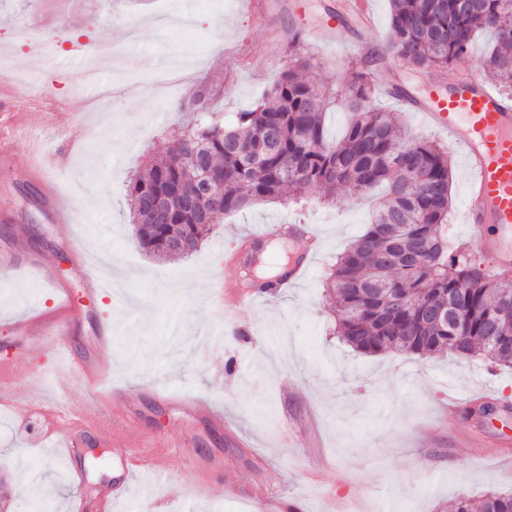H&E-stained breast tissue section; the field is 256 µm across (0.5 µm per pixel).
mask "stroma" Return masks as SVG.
Returning a JSON list of instances; mask_svg holds the SVG:
<instances>
[{
  "instance_id": "1",
  "label": "stroma",
  "mask_w": 512,
  "mask_h": 512,
  "mask_svg": "<svg viewBox=\"0 0 512 512\" xmlns=\"http://www.w3.org/2000/svg\"><path fill=\"white\" fill-rule=\"evenodd\" d=\"M294 2L257 22L248 0H147L137 10L127 0H85L65 29L45 37L47 51L39 55L33 19L62 8V0H0V53L31 88L50 85L57 97L56 106L29 113L40 138H20L9 173H0V249L48 262L77 295L86 275L124 271L122 302L105 295L83 311L75 355L92 356L100 324L110 323L115 341L104 369L118 390L112 406L131 408L145 433L181 432L198 462L148 488L133 479L112 512H257L259 498L272 500L275 512H449L459 496L512 491V414L482 417L448 400L459 391L471 406L512 405V369L451 353L363 354L333 333L334 303L323 282L337 254L365 230L377 199H313L301 209L260 203L217 217L201 249L186 258H155L132 232L128 178L171 144L189 119L185 103L202 95L227 115L249 109L286 63L291 27L310 31L331 11L342 16L335 44L322 53L303 44L318 61L305 74L312 83L332 82L345 63L360 59L371 33L388 36L389 0H370L371 33L344 14V0ZM174 56L182 66L163 102L126 92L125 70L147 83ZM372 71L377 106L412 136L447 145L448 242L479 255L461 217L467 174L460 149L388 94L399 87L423 95L434 73L382 58ZM71 118L93 136L52 176L75 206L72 223L59 224L29 165L35 145L55 147ZM296 215L322 241L309 275L285 293L217 317L210 286L243 280L241 267L224 264L225 246L255 225L267 238H281V224ZM37 278L31 267L0 273V357L10 353L2 323L50 299ZM31 359L16 375L15 409H0V505L6 512H68L72 495H95L121 460L108 454L93 474L83 459L47 461L43 449L15 434L14 413L52 393L50 382L36 390L32 381L55 359ZM128 386L142 390L131 405L121 395ZM186 396L223 410V426L185 414ZM206 478L214 482L209 497L198 492Z\"/></svg>"
}]
</instances>
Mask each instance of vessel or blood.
Instances as JSON below:
<instances>
[{
    "mask_svg": "<svg viewBox=\"0 0 512 512\" xmlns=\"http://www.w3.org/2000/svg\"><path fill=\"white\" fill-rule=\"evenodd\" d=\"M403 102L420 113L428 125L448 131L459 144L467 167L463 222L469 234L479 236L482 251L498 269L512 268V100L476 78L446 88L434 85L425 95L407 96ZM26 116L17 89L9 80H1L0 159L13 154L19 133L27 125ZM80 142L81 135L75 131L62 145L39 151L36 175L44 178L66 165L70 152ZM318 251V242L310 241L301 253V261L280 281V289L290 288L306 277ZM36 268L42 285L51 293L52 304L15 317L10 323L11 344L18 350L38 345L53 356L71 351L81 311L71 290L50 265L40 262ZM93 363L75 358L68 367L52 369L57 399L34 401L13 420L17 432L32 435L39 447L63 449L71 460L80 457L92 440L122 448L125 467L113 477L107 494L94 501L75 494L69 512H109L113 499L126 492L140 470L147 468L157 474L192 462L183 453L186 441L182 434L150 437L136 433L127 413L112 410L101 399L78 408L63 404L60 396L70 389L76 376H86L89 385L99 386L102 376L94 371ZM13 376L11 365L0 367L1 408L16 404Z\"/></svg>",
    "mask_w": 512,
    "mask_h": 512,
    "instance_id": "obj_1",
    "label": "vessel or blood"
}]
</instances>
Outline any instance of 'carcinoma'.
I'll list each match as a JSON object with an SVG mask.
<instances>
[{"label":"carcinoma","instance_id":"carcinoma-1","mask_svg":"<svg viewBox=\"0 0 512 512\" xmlns=\"http://www.w3.org/2000/svg\"><path fill=\"white\" fill-rule=\"evenodd\" d=\"M512 0H391L384 54L418 69L454 73L476 34L494 45L478 59L512 95ZM316 64L293 53L276 82L251 109L224 119L198 112L165 154L148 159L130 180L126 204L134 234L148 253L173 255L169 240L191 241L195 253L215 218L258 202L299 203L311 189L334 203L384 186L372 224L338 256L325 288L335 303L341 341L366 354L431 357L451 352L512 368V272L489 273L463 247L448 246L452 182L448 149L409 137L390 113L372 106L373 73L350 65L339 85L314 86L302 72ZM341 103L343 136L328 138L323 115ZM207 162L223 174L213 198L191 206L187 170ZM164 208L144 207L152 196ZM452 512H512V491L481 500L458 497Z\"/></svg>","mask_w":512,"mask_h":512}]
</instances>
